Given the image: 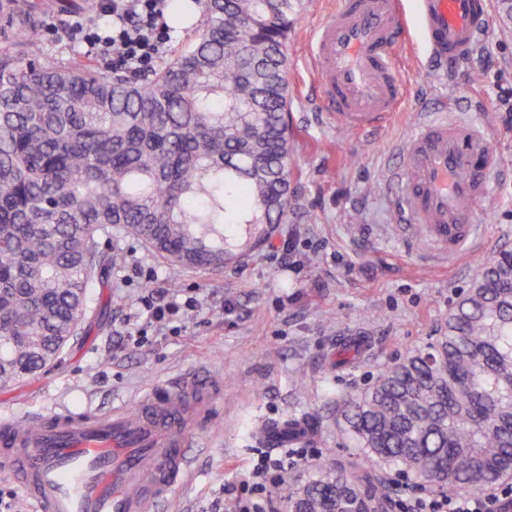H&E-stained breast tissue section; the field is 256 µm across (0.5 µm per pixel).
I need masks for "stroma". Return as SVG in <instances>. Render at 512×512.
I'll return each mask as SVG.
<instances>
[{"label": "stroma", "instance_id": "35a3bbf8", "mask_svg": "<svg viewBox=\"0 0 512 512\" xmlns=\"http://www.w3.org/2000/svg\"><path fill=\"white\" fill-rule=\"evenodd\" d=\"M47 49L85 56L74 20L98 18L92 0H34ZM409 24L392 54L405 94L391 122L369 132L349 129L325 112L316 89L310 43L339 0H295L288 35V122L294 133V196L285 223L245 252L242 226L224 227L230 256L218 270H184L122 229L102 247L125 254L89 290L82 334L54 365L0 391V416L25 419L53 408L106 410L134 406L157 382L199 373L224 390L192 442L194 478L171 494L172 512H236L264 445L255 423L304 412L318 436L301 444L298 476L320 464L349 466L359 455L340 431L341 400L369 387L381 367L444 332L448 312L476 269L512 250V116L496 100L512 87V0H491L492 22L469 60L436 71L418 32L414 0H403ZM442 110L487 125L500 166L478 216L479 248L455 261L409 242L395 227L393 189L385 170L400 163L393 143ZM315 256L308 264L307 256ZM198 297L196 312L166 325L129 313L153 289ZM362 336L367 351L343 369L330 368L342 337Z\"/></svg>", "mask_w": 512, "mask_h": 512}]
</instances>
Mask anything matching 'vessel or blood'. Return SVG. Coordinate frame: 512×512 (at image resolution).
Segmentation results:
<instances>
[{
    "mask_svg": "<svg viewBox=\"0 0 512 512\" xmlns=\"http://www.w3.org/2000/svg\"><path fill=\"white\" fill-rule=\"evenodd\" d=\"M424 41L436 61L456 65L491 22L490 0H419ZM406 24L400 0H344L315 35L317 89L345 126L366 130L395 112L403 83L391 62ZM390 176L411 239L456 258L482 236L476 210L499 159L483 130L437 116L399 148ZM218 396L186 374L143 392L136 410H53L25 420L0 417V472L34 512H163L191 474L188 448Z\"/></svg>",
    "mask_w": 512,
    "mask_h": 512,
    "instance_id": "vessel-or-blood-1",
    "label": "vessel or blood"
}]
</instances>
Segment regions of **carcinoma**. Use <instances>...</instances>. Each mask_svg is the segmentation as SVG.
Listing matches in <instances>:
<instances>
[{
	"label": "carcinoma",
	"mask_w": 512,
	"mask_h": 512,
	"mask_svg": "<svg viewBox=\"0 0 512 512\" xmlns=\"http://www.w3.org/2000/svg\"><path fill=\"white\" fill-rule=\"evenodd\" d=\"M206 24L139 78L48 53L41 16L0 0V388L56 361L81 329L88 288L124 255L123 227L185 269L224 266V225L288 215L292 154L286 43L293 0H205ZM350 340L336 365L358 356ZM341 430L374 471L437 493L512 475V251L476 270L436 343L385 365L344 400ZM305 414L259 427L278 446ZM288 512H384L370 476L325 465Z\"/></svg>",
	"instance_id": "carcinoma-1"
}]
</instances>
